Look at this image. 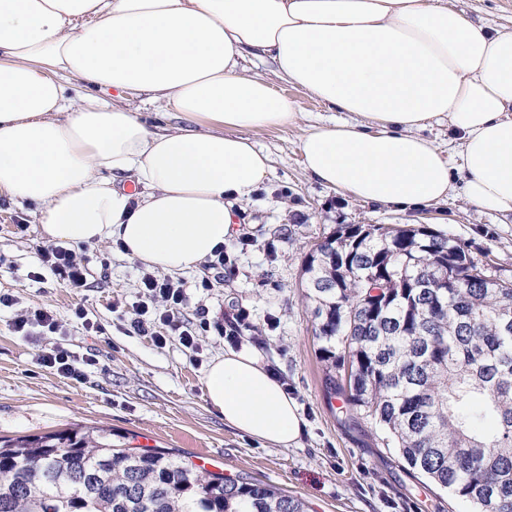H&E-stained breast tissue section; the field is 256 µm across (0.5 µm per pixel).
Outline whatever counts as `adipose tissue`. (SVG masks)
Segmentation results:
<instances>
[{"mask_svg": "<svg viewBox=\"0 0 512 512\" xmlns=\"http://www.w3.org/2000/svg\"><path fill=\"white\" fill-rule=\"evenodd\" d=\"M250 56L354 113L301 141L326 187L401 209L446 199L450 167L421 134L444 118L470 202L512 213V28L448 0H0V195L33 204L55 242L114 241L152 268L197 269L266 184L251 131L298 116L247 74ZM71 78L152 94L189 125L153 131L127 105L74 100ZM203 384L227 425L298 441V407L259 354L215 357Z\"/></svg>", "mask_w": 512, "mask_h": 512, "instance_id": "obj_1", "label": "adipose tissue"}]
</instances>
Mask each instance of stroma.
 <instances>
[{
  "label": "stroma",
  "mask_w": 512,
  "mask_h": 512,
  "mask_svg": "<svg viewBox=\"0 0 512 512\" xmlns=\"http://www.w3.org/2000/svg\"><path fill=\"white\" fill-rule=\"evenodd\" d=\"M476 24L512 27V0H450ZM248 73L296 100L290 126L257 129L250 137L270 158L264 189L243 204L239 234L229 244L231 266L178 273L188 304L187 322L206 317L211 331L195 347L169 337L158 345L129 326V306L140 294L143 264L109 241L75 246L88 268L87 288L61 287L39 276L40 251L48 246L34 208L0 195V293L13 295L0 310V438L41 436L90 428L113 442L169 448L197 460L210 458L229 476H249L304 499L313 512H474L425 476L410 470L372 420L349 411L330 390L321 341L305 299L306 254L339 224L429 225L465 243L493 274L512 279V215L476 208L455 172L448 200L403 211L364 203L315 180L302 164L300 143L312 128L352 120V113L323 104L282 81L270 64L246 59ZM211 287H201L202 278ZM83 307L86 319L74 315ZM42 308L63 334L16 335L18 314ZM249 326L240 329L238 313ZM223 332H216L214 324ZM66 348L94 358L81 379L44 367L43 352ZM259 352L299 408L305 427L298 442L282 448L228 426L206 400L204 371L225 350Z\"/></svg>",
  "instance_id": "35a3bbf8"
}]
</instances>
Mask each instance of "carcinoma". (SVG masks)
<instances>
[{"instance_id":"1","label":"carcinoma","mask_w":512,"mask_h":512,"mask_svg":"<svg viewBox=\"0 0 512 512\" xmlns=\"http://www.w3.org/2000/svg\"><path fill=\"white\" fill-rule=\"evenodd\" d=\"M330 389L475 512H512V280L426 224H339L307 254ZM0 512H311L280 488L74 428L0 440Z\"/></svg>"}]
</instances>
